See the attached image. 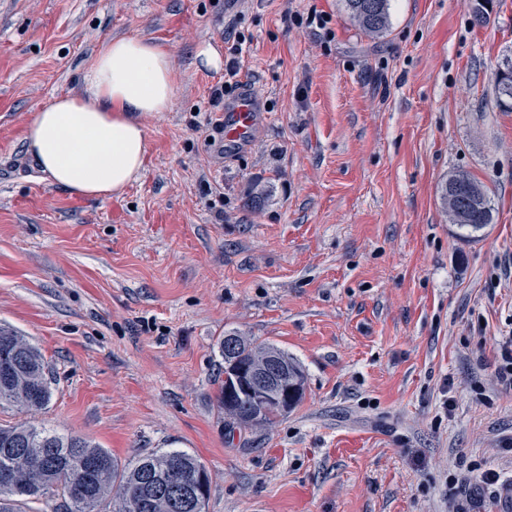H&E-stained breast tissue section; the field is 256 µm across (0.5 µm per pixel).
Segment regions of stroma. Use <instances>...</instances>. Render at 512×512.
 Returning <instances> with one entry per match:
<instances>
[{"label": "stroma", "mask_w": 512, "mask_h": 512, "mask_svg": "<svg viewBox=\"0 0 512 512\" xmlns=\"http://www.w3.org/2000/svg\"><path fill=\"white\" fill-rule=\"evenodd\" d=\"M389 0L374 37L344 0H0V324L48 364L24 420L120 465L177 448L210 476L206 512H501L512 478V0ZM164 47L167 112L139 115L138 181L82 197L25 134L80 93L106 41ZM242 42L257 100L245 144H208L223 71L201 46ZM466 173L493 221L471 235L439 191ZM265 190L260 206L252 192ZM278 346L305 374L270 427H227L217 341ZM495 372L501 383L512 387V336L502 341Z\"/></svg>", "instance_id": "stroma-1"}]
</instances>
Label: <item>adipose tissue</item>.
Instances as JSON below:
<instances>
[{"label": "adipose tissue", "mask_w": 512, "mask_h": 512, "mask_svg": "<svg viewBox=\"0 0 512 512\" xmlns=\"http://www.w3.org/2000/svg\"><path fill=\"white\" fill-rule=\"evenodd\" d=\"M84 91L54 99L30 125L29 153L55 185L88 198L121 194L136 182L148 151L141 112L169 111V54L139 37L110 41L84 78Z\"/></svg>", "instance_id": "adipose-tissue-1"}]
</instances>
